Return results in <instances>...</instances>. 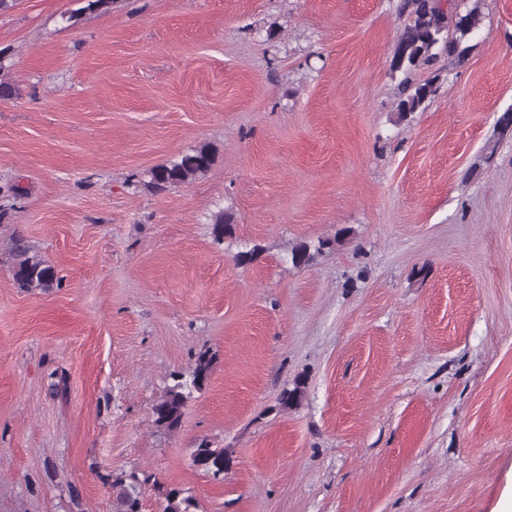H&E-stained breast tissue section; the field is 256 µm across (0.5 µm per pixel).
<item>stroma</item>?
I'll use <instances>...</instances> for the list:
<instances>
[{
  "label": "stroma",
  "mask_w": 512,
  "mask_h": 512,
  "mask_svg": "<svg viewBox=\"0 0 512 512\" xmlns=\"http://www.w3.org/2000/svg\"><path fill=\"white\" fill-rule=\"evenodd\" d=\"M458 2L479 27L440 79L417 71L436 91L402 122L397 0H21L0 16L19 90L0 100V512H112L122 472L150 475L142 512H162L161 485L195 512H498L512 0ZM202 144L205 175L145 188ZM15 234L59 286L16 288ZM207 348V386L180 429L157 428L156 400ZM203 439L231 455L221 480L191 463Z\"/></svg>",
  "instance_id": "1"
}]
</instances>
